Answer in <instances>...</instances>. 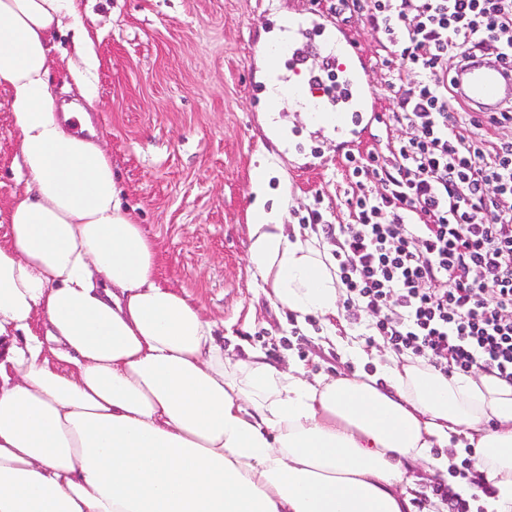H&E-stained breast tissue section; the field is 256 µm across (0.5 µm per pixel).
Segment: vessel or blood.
<instances>
[{
	"label": "vessel or blood",
	"instance_id": "b4317fda",
	"mask_svg": "<svg viewBox=\"0 0 512 512\" xmlns=\"http://www.w3.org/2000/svg\"><path fill=\"white\" fill-rule=\"evenodd\" d=\"M288 63L276 72L290 103L309 112H332L334 130L342 146L362 143L379 112L367 81L368 63L345 23L311 7L288 17V41L282 50ZM338 70L343 89L326 92L322 74ZM461 95L480 112H496L512 103V73L498 63L475 60L452 75Z\"/></svg>",
	"mask_w": 512,
	"mask_h": 512
}]
</instances>
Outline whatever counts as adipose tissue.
<instances>
[{"mask_svg":"<svg viewBox=\"0 0 512 512\" xmlns=\"http://www.w3.org/2000/svg\"><path fill=\"white\" fill-rule=\"evenodd\" d=\"M78 0H0V89L27 180L0 239V512H415L412 467L464 435L512 512V385L406 355L307 377L226 356L199 306L158 277L112 160L58 114L50 53ZM249 268L296 320L340 336L341 292L314 234L268 206L260 163Z\"/></svg>","mask_w":512,"mask_h":512,"instance_id":"ef3b65f1","label":"adipose tissue"}]
</instances>
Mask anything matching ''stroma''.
I'll use <instances>...</instances> for the list:
<instances>
[{
    "label": "stroma",
    "mask_w": 512,
    "mask_h": 512,
    "mask_svg": "<svg viewBox=\"0 0 512 512\" xmlns=\"http://www.w3.org/2000/svg\"><path fill=\"white\" fill-rule=\"evenodd\" d=\"M306 0H79L78 24L95 40L98 104L92 124L111 156L123 203L159 254L158 275L202 307L224 347H251L271 362L294 361L310 374L373 371L372 362L341 353L318 317L299 327L275 307L248 264L251 173L264 158L283 172L271 183L285 221L301 223L319 210L348 224L353 186L344 152L330 134L319 137L323 162L306 167L297 150L271 134L256 109L258 46L273 24ZM366 55L371 90L382 112L393 109L392 74L379 36L352 22ZM72 34L58 35L50 74L56 109L77 97L70 72ZM10 107L0 92V238L22 174Z\"/></svg>",
    "instance_id": "stroma-1"
}]
</instances>
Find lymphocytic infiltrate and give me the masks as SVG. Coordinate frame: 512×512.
<instances>
[{
    "label": "lymphocytic infiltrate",
    "instance_id": "obj_1",
    "mask_svg": "<svg viewBox=\"0 0 512 512\" xmlns=\"http://www.w3.org/2000/svg\"><path fill=\"white\" fill-rule=\"evenodd\" d=\"M398 61L386 154L348 156L354 219L326 224L351 321L446 374L497 370L512 384V107L471 112L451 72L512 67V0H336Z\"/></svg>",
    "mask_w": 512,
    "mask_h": 512
}]
</instances>
